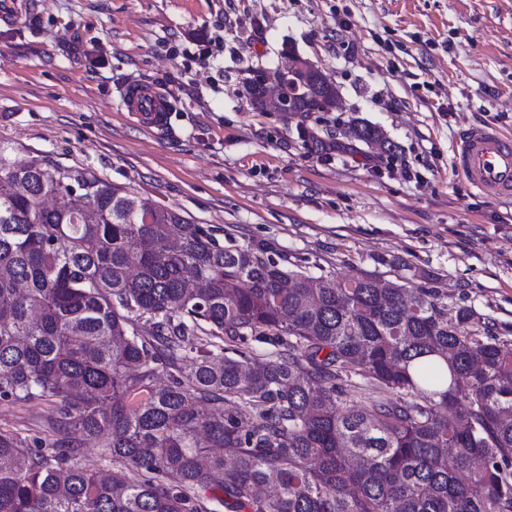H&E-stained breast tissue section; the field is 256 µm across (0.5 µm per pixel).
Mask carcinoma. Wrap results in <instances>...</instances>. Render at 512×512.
I'll list each match as a JSON object with an SVG mask.
<instances>
[{"label":"carcinoma","mask_w":512,"mask_h":512,"mask_svg":"<svg viewBox=\"0 0 512 512\" xmlns=\"http://www.w3.org/2000/svg\"><path fill=\"white\" fill-rule=\"evenodd\" d=\"M271 69L246 79L265 108ZM296 112L336 110L320 71ZM316 150L391 145L350 123ZM91 173L0 150V512H512V343L424 268L288 270ZM272 337V359L247 353ZM96 441L103 470L80 460ZM53 405L44 402L39 406L0 403V428L11 429L23 436L44 437L43 432L51 417Z\"/></svg>","instance_id":"1"}]
</instances>
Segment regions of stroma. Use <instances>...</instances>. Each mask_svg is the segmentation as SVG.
<instances>
[{
	"mask_svg": "<svg viewBox=\"0 0 512 512\" xmlns=\"http://www.w3.org/2000/svg\"><path fill=\"white\" fill-rule=\"evenodd\" d=\"M335 82L337 112H258L252 69L283 48ZM145 82L172 101L164 132L127 112ZM360 118L390 154L328 155ZM512 132V0H46L0 22V147L97 176L276 260L343 278L380 258L433 271L449 306L512 341V200L472 188L454 150L469 127ZM51 403H0V428L42 435Z\"/></svg>",
	"mask_w": 512,
	"mask_h": 512,
	"instance_id": "1",
	"label": "stroma"
}]
</instances>
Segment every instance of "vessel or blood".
<instances>
[{"instance_id": "b4317fda", "label": "vessel or blood", "mask_w": 512, "mask_h": 512, "mask_svg": "<svg viewBox=\"0 0 512 512\" xmlns=\"http://www.w3.org/2000/svg\"><path fill=\"white\" fill-rule=\"evenodd\" d=\"M129 112L151 128H162L168 120L169 100L162 94L133 84L123 92ZM460 174L480 192L512 199V135L491 127L468 129L455 150Z\"/></svg>"}]
</instances>
